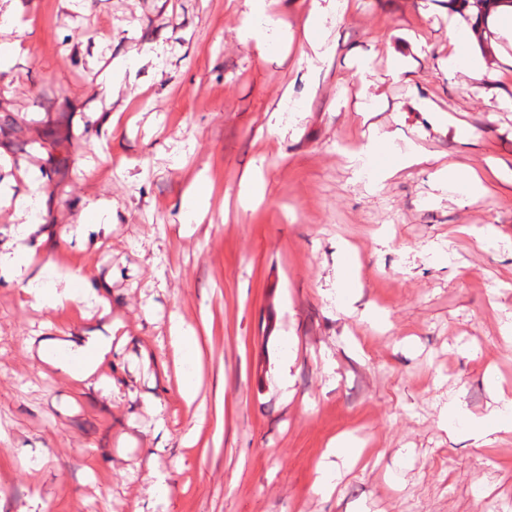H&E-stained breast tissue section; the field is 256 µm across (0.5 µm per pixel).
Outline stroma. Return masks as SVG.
Returning <instances> with one entry per match:
<instances>
[{
	"instance_id": "stroma-1",
	"label": "stroma",
	"mask_w": 512,
	"mask_h": 512,
	"mask_svg": "<svg viewBox=\"0 0 512 512\" xmlns=\"http://www.w3.org/2000/svg\"><path fill=\"white\" fill-rule=\"evenodd\" d=\"M11 3L29 29L21 40L0 26V42L20 43L0 70V186L42 172L38 250L90 269L112 317L90 298L38 309L0 276V512H512V431L478 448L442 416L453 399L477 414L512 399V186L464 202L435 178L448 161L512 169V44L487 55L494 79L474 82L443 65L454 0H349L322 31L331 55L309 62L299 35L259 56L227 0ZM396 55L409 82L387 74ZM121 60L114 91L99 77ZM372 93L397 149L435 156L374 190L396 152L364 179L345 157L370 135L358 110ZM274 114L286 137L269 135ZM259 165L266 197L242 209L241 178ZM200 176L214 196L188 233L181 201ZM100 198L111 233L75 234ZM344 241L358 279L347 314ZM174 314L201 350L181 371L199 374L208 418L190 447ZM103 330L113 395L32 356V342ZM341 437L363 446L362 463L327 455ZM325 465L327 497L315 490ZM154 471L168 485L157 507Z\"/></svg>"
}]
</instances>
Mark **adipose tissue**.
I'll use <instances>...</instances> for the list:
<instances>
[{"label":"adipose tissue","mask_w":512,"mask_h":512,"mask_svg":"<svg viewBox=\"0 0 512 512\" xmlns=\"http://www.w3.org/2000/svg\"><path fill=\"white\" fill-rule=\"evenodd\" d=\"M231 6H243L244 22L240 29V38L245 42H254L260 53H267L270 48L267 33L257 27L260 19H269V0H228ZM344 9L340 0H312L310 9L304 19L301 30L309 36V46L318 58H327L331 48L325 41L312 39L314 29H321L326 24L335 22L343 17ZM496 27L498 32L512 39V5L506 0H494L486 24L476 25L471 29L457 30L448 39V58L446 68L449 74L464 73L476 81H488L492 78L486 61L475 59L471 52L473 42L486 38L487 27ZM438 182L454 191L461 197L475 199L489 193L490 187L486 178L468 165L454 161L441 166L435 172ZM32 225L20 226L16 237V246L11 252L0 254V272L9 280L21 285L23 292L30 297L34 304L42 309L56 310L76 301L80 294L93 295L103 314H110L111 304L105 293L94 292L90 281V273L78 268L66 271V287L55 285L57 276L52 265H45L44 277L32 273L33 259L37 254L36 245L30 244L29 236ZM73 349L74 355L82 361L81 367H74L71 362L59 358V351ZM37 355L42 362L60 371L76 381H84L93 376L98 367L112 357V339L108 336L94 334L86 337L83 344L70 347L67 341L47 339L41 341ZM448 428L456 424H464L476 445H483L485 438L499 431L501 424L512 426V401H507L494 409L489 415L478 417L456 403L448 404L444 409Z\"/></svg>","instance_id":"adipose-tissue-1"}]
</instances>
